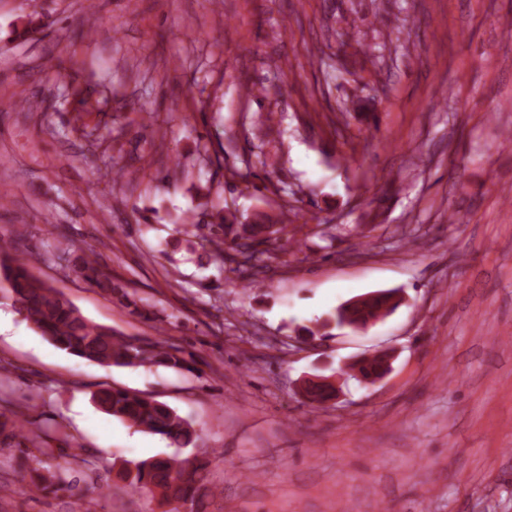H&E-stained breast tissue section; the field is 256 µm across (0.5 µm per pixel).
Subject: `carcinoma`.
<instances>
[{
	"label": "carcinoma",
	"instance_id": "cac0c4a2",
	"mask_svg": "<svg viewBox=\"0 0 512 512\" xmlns=\"http://www.w3.org/2000/svg\"><path fill=\"white\" fill-rule=\"evenodd\" d=\"M209 217L207 227L209 241L214 246L213 257L233 264L230 268L233 273L253 281L264 279L269 270L266 263L269 250L262 245L276 233L272 218L258 211L242 222L236 212L216 206ZM72 270L109 297L120 287L111 270L89 248L74 250ZM0 288L8 292L15 308L41 335L74 356L106 366L166 365L191 370L177 348L159 342L135 343L110 328L90 322L60 291L34 274L30 260L11 256L7 245L0 246ZM401 301L396 291H381L364 307L351 311L352 321L381 320ZM92 400L105 413L129 426L161 435L180 447H187L193 441L192 424L162 402L122 389L101 391L92 395ZM21 427V422L11 421L0 413V445L16 448L24 458L46 466L42 487L56 492L72 490V483L65 478L67 470L59 463L47 464L55 458L47 440L27 430L21 431ZM119 476L127 486L155 491L167 503L175 495L195 512H205V499L215 497L208 486L207 462L196 455L137 461L125 465Z\"/></svg>",
	"mask_w": 512,
	"mask_h": 512
}]
</instances>
